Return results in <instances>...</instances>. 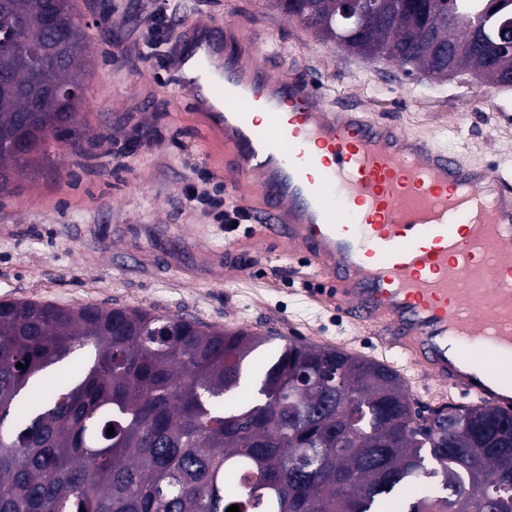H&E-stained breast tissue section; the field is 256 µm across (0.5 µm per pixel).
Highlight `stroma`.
<instances>
[{"label": "stroma", "instance_id": "1", "mask_svg": "<svg viewBox=\"0 0 512 512\" xmlns=\"http://www.w3.org/2000/svg\"><path fill=\"white\" fill-rule=\"evenodd\" d=\"M180 2L177 25L202 15L275 42L278 52L263 64L315 82L328 104L357 105L469 163L512 172V87L473 75L407 77L396 63L323 40L272 0ZM166 3L77 0L93 61L82 117L90 130L111 128L114 142H93L83 157L54 145L58 172L19 177L15 194L0 197V300L141 307L226 328H272L284 342L338 347L390 366L419 404L458 403L371 329L320 302L322 279L304 258L254 240L244 225L226 247L223 225L190 200L200 172L224 185V140L171 82L167 45L152 42L147 13ZM137 44L150 51L133 66L124 55Z\"/></svg>", "mask_w": 512, "mask_h": 512}]
</instances>
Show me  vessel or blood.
<instances>
[{
	"instance_id": "vessel-or-blood-1",
	"label": "vessel or blood",
	"mask_w": 512,
	"mask_h": 512,
	"mask_svg": "<svg viewBox=\"0 0 512 512\" xmlns=\"http://www.w3.org/2000/svg\"><path fill=\"white\" fill-rule=\"evenodd\" d=\"M260 38L198 17L169 71L224 134L257 236L307 257L349 323L423 374L512 408V181L400 127L331 108L259 63Z\"/></svg>"
}]
</instances>
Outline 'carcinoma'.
<instances>
[{
    "mask_svg": "<svg viewBox=\"0 0 512 512\" xmlns=\"http://www.w3.org/2000/svg\"><path fill=\"white\" fill-rule=\"evenodd\" d=\"M345 51L387 57L434 79L512 74L478 33L488 0H379L359 27L338 0H274ZM45 0H0L29 43L0 53V194L18 175L57 169L51 142L83 156L79 112L90 36L75 0H57L61 47ZM46 85L72 91L29 97ZM276 339L142 308L0 301V512H512V413L489 403L417 408L401 376L338 347ZM21 363L24 368L16 367ZM113 435H107L108 428Z\"/></svg>",
    "mask_w": 512,
    "mask_h": 512,
    "instance_id": "carcinoma-1",
    "label": "carcinoma"
}]
</instances>
